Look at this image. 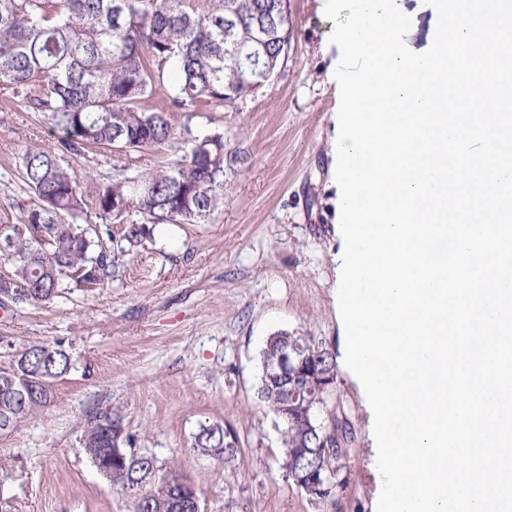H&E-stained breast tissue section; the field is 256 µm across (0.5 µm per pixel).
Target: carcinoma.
Here are the masks:
<instances>
[{"label": "carcinoma", "mask_w": 512, "mask_h": 512, "mask_svg": "<svg viewBox=\"0 0 512 512\" xmlns=\"http://www.w3.org/2000/svg\"><path fill=\"white\" fill-rule=\"evenodd\" d=\"M282 0H0V85L22 94L63 133L58 144L31 145L20 157L25 189L37 204L23 209L18 224L0 232V264L22 290L17 304L49 302L73 283L96 288L112 279V271L129 250L150 233V224H199L224 206V136L187 141L174 163L135 176L123 168L94 190L82 188L61 163L64 153L112 149L128 143V151L160 148L170 142L172 112L191 107L219 108L224 101L255 89L249 83V60L237 52L240 42L258 36L267 65L276 70L282 59V33L267 27L281 12ZM126 203L112 208V201ZM140 217L125 228L128 248L112 250L111 224ZM98 223L88 226V215ZM311 370L336 373L332 352L312 336L301 341ZM25 361L0 364V373L19 371L28 387L39 380L49 387L23 394L0 389V422L16 428L51 399L50 385L70 373L71 354L46 345L22 348ZM333 386L317 382L301 400L289 401L281 388L261 385L260 393L279 420L282 468L289 454L303 446L319 448L323 431L305 429L306 416L323 424L349 425L332 401ZM292 405L290 419L281 409ZM236 435L231 426H203L193 448L216 452L228 462L238 448L225 443ZM131 436L116 410L88 419L80 444L95 462L114 448H126ZM141 476L153 468L157 477L139 484L118 479L112 487L131 503V512H157L171 495L181 472L142 454L128 457Z\"/></svg>", "instance_id": "1"}]
</instances>
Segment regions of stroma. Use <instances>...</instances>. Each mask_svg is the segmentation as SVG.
I'll return each mask as SVG.
<instances>
[{
	"label": "stroma",
	"instance_id": "35a3bbf8",
	"mask_svg": "<svg viewBox=\"0 0 512 512\" xmlns=\"http://www.w3.org/2000/svg\"><path fill=\"white\" fill-rule=\"evenodd\" d=\"M411 19L407 47L427 51L437 12L396 0ZM325 0H288V55L272 79L214 112H177L172 141L124 155H65L77 180L173 163L188 135L224 137V207L204 224H159L112 281L72 286L47 303L0 309V363L11 349L62 346L70 373L51 401L0 434V498L11 512H128L80 447L91 412L118 409L131 446L159 464L176 462L198 490L202 512H377L382 478L371 415L345 365L338 305L344 251L336 206L334 70L340 50ZM59 133L24 97H0V224L19 223L18 158ZM296 331L334 354V397L353 429L347 483L311 501L286 477L282 445L258 395L269 336ZM234 428L233 462L194 451L200 425Z\"/></svg>",
	"mask_w": 512,
	"mask_h": 512
}]
</instances>
